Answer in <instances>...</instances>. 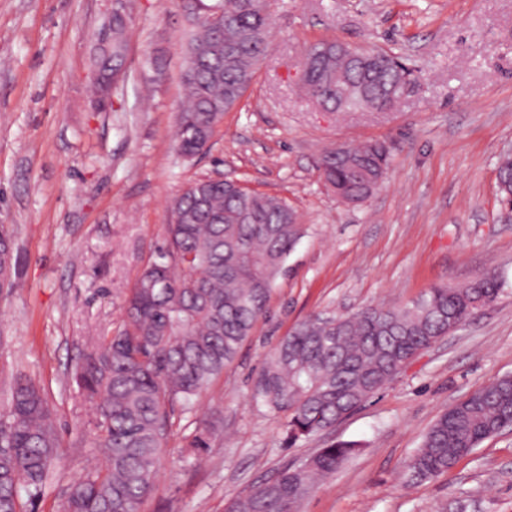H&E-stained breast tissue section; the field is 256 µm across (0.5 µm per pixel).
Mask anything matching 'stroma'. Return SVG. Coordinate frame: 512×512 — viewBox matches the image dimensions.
<instances>
[{
	"label": "stroma",
	"instance_id": "1",
	"mask_svg": "<svg viewBox=\"0 0 512 512\" xmlns=\"http://www.w3.org/2000/svg\"><path fill=\"white\" fill-rule=\"evenodd\" d=\"M111 0H0V224L13 231L17 289L0 293V401L23 374L57 415L59 460L33 512H63L99 458L92 411L71 383L88 339L116 330L143 270L167 246L171 201L199 178L233 177L295 207L309 234L289 256L236 359L176 412L140 512H224L228 498L323 445L359 450L299 512H512V430L437 478L407 465L436 417L512 376V217L497 166L512 152V0H270L273 42L240 104L202 155L176 152L194 17L181 0H127V78L105 109L88 92ZM385 48L416 70L396 110H317L301 92L304 46ZM389 143L382 185L336 199L316 168L337 143ZM487 274L502 291L318 438L284 445L285 416L255 407L266 353L303 320L397 307L435 285ZM213 423L187 458L184 435Z\"/></svg>",
	"mask_w": 512,
	"mask_h": 512
}]
</instances>
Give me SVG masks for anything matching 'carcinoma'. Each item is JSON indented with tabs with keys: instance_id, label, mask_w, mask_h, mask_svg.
Segmentation results:
<instances>
[{
	"instance_id": "cac0c4a2",
	"label": "carcinoma",
	"mask_w": 512,
	"mask_h": 512,
	"mask_svg": "<svg viewBox=\"0 0 512 512\" xmlns=\"http://www.w3.org/2000/svg\"><path fill=\"white\" fill-rule=\"evenodd\" d=\"M112 42L93 58V100L124 80L128 16L112 9ZM269 0H217L186 44L185 105L177 152L193 157L212 138L217 113L230 111L267 57ZM358 58L328 39L302 52L300 85L331 112L387 111L409 71L398 60ZM390 164L383 142L341 144L318 160L336 196L360 203L382 184ZM501 200H512V157L498 166ZM168 246L143 270L126 300L123 327L96 339L74 379L94 411L102 458L68 495L64 512H139L152 494L176 409L187 411L224 374L268 300L296 244L308 234L287 201L238 181L198 179L170 205ZM500 291L487 274L467 285L435 286L410 305L317 315L298 324L267 354L251 401L286 414L284 442L295 446L333 427L389 383L414 357L456 331ZM212 426L188 436L187 451L210 447ZM512 429V376L500 377L451 405L434 421L408 464L412 481L453 469L486 439ZM355 444L334 441L308 462L282 468L232 497L225 512H292L334 473ZM58 458L56 416L44 390L20 375L0 414V512H21L20 492L41 496Z\"/></svg>"
}]
</instances>
